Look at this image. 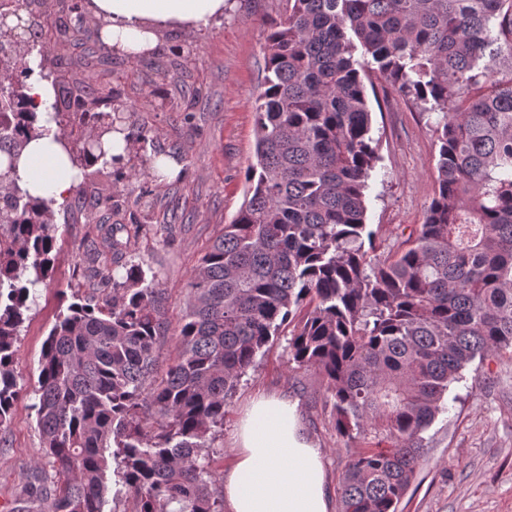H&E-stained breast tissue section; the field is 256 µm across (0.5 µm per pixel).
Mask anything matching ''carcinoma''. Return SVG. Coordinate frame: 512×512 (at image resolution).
<instances>
[{"instance_id":"1","label":"carcinoma","mask_w":512,"mask_h":512,"mask_svg":"<svg viewBox=\"0 0 512 512\" xmlns=\"http://www.w3.org/2000/svg\"><path fill=\"white\" fill-rule=\"evenodd\" d=\"M19 2L0 0L16 17L0 31V426L19 398L15 343L55 243L49 206L16 185L38 127L8 32H33L72 160L114 163L103 137L123 130L112 82L72 87L68 63L47 52L88 32L81 0H56L57 11L31 0L45 10L26 18ZM264 61L245 201L193 270L177 358L145 388L166 332L162 292L127 257V225H107L84 262L92 287L112 293L70 303L42 347L32 408L52 473L33 474L11 512L42 498L53 512H105L113 486L135 512H224L207 443L229 393L291 323L293 361L327 379L337 433L365 444L341 479L340 512H397L450 385L512 348V0H288ZM369 71L439 113L437 190L393 260L365 249ZM71 193L112 211L110 192ZM105 250L125 280L94 268Z\"/></svg>"}]
</instances>
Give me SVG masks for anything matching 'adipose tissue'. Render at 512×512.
<instances>
[{
  "mask_svg": "<svg viewBox=\"0 0 512 512\" xmlns=\"http://www.w3.org/2000/svg\"><path fill=\"white\" fill-rule=\"evenodd\" d=\"M228 0H83L86 14L101 23L113 51L137 56L154 51L169 32L191 31L223 17ZM27 93L43 135L23 147L17 183L30 199L62 202L83 169L48 131L54 93L50 80L31 67ZM236 456L225 471L228 512H331V497L319 448L304 434L294 402L272 395L250 401L235 433Z\"/></svg>",
  "mask_w": 512,
  "mask_h": 512,
  "instance_id": "adipose-tissue-1",
  "label": "adipose tissue"
}]
</instances>
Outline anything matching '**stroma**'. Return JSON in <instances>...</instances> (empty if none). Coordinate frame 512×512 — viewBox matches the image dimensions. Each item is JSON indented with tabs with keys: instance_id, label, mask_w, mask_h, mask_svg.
<instances>
[{
	"instance_id": "stroma-1",
	"label": "stroma",
	"mask_w": 512,
	"mask_h": 512,
	"mask_svg": "<svg viewBox=\"0 0 512 512\" xmlns=\"http://www.w3.org/2000/svg\"><path fill=\"white\" fill-rule=\"evenodd\" d=\"M287 11V0H231L223 19L164 38L158 56L178 64L166 76L151 74L149 56L112 57L117 103L134 106L130 132L147 140L133 143L123 161L93 173L86 190H106L119 200L111 223L141 225L129 253L164 292L169 331L157 344L158 373L149 385L178 355L173 332L186 311L194 268L244 201L265 39L270 21ZM184 82L200 87L202 96L184 98ZM367 101L378 160L366 194V222L374 233L370 255L384 259L402 250V229L424 222L435 195L438 115L380 78L368 87ZM157 152L180 160L178 177L147 175V160ZM54 214L53 270L16 342L20 396L10 422L0 427V512H10L33 467L46 464L33 410L43 342L60 310L89 295L82 249L101 234L87 210L58 208ZM290 339V328H283L238 381L224 430L209 450L212 469L223 475L232 462L233 431L246 404L258 394H276L297 404L303 432L322 451L335 495L348 460L346 443L336 433L326 379L297 367ZM444 403L423 434L427 453L397 512H512V353L474 360Z\"/></svg>"
}]
</instances>
